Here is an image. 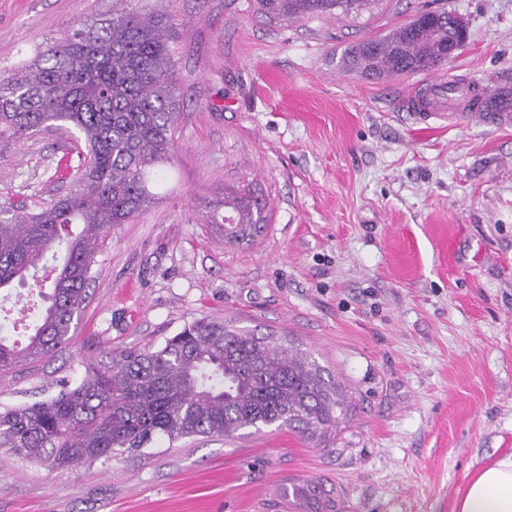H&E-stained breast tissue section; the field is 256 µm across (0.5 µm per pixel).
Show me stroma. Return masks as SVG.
Here are the masks:
<instances>
[{
  "label": "stroma",
  "instance_id": "stroma-1",
  "mask_svg": "<svg viewBox=\"0 0 512 512\" xmlns=\"http://www.w3.org/2000/svg\"><path fill=\"white\" fill-rule=\"evenodd\" d=\"M175 14L176 156L157 199L91 268L68 348L0 370V410L55 395L107 351L208 316L275 331L338 381L322 443L288 429L155 440L50 472L0 448V512H453L512 453V128L415 118L420 74L344 71L353 42L424 8L468 39L441 78L512 82V0H374L360 15L271 22L254 0H157ZM112 0H0V74ZM67 136L0 142V197L73 185ZM267 204L253 239L205 215L228 189Z\"/></svg>",
  "mask_w": 512,
  "mask_h": 512
}]
</instances>
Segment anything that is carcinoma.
Instances as JSON below:
<instances>
[{"label":"carcinoma","instance_id":"cac0c4a2","mask_svg":"<svg viewBox=\"0 0 512 512\" xmlns=\"http://www.w3.org/2000/svg\"><path fill=\"white\" fill-rule=\"evenodd\" d=\"M142 0H112L108 17L64 31L32 65L0 75V140L46 129H74L80 172L64 196L27 212L24 201H0V289L32 280L48 302L25 343L0 327V369L67 348L87 299L97 254L110 230L155 200L159 166L173 161L181 84L170 46L174 17ZM372 0H256L269 21L359 13ZM452 12L413 17L347 48L343 67L371 80L431 71L448 61L456 31ZM232 220L224 238L251 237L267 223L265 205L248 193L224 195ZM346 411L340 384L275 332L257 333L202 317L158 346L129 347L90 362L82 379L59 393L0 412V448L39 466L68 471L155 439L230 437L264 426L288 427L321 441Z\"/></svg>","mask_w":512,"mask_h":512}]
</instances>
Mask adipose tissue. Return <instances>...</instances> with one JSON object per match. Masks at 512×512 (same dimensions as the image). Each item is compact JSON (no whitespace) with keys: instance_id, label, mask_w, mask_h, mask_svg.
Here are the masks:
<instances>
[{"instance_id":"obj_1","label":"adipose tissue","mask_w":512,"mask_h":512,"mask_svg":"<svg viewBox=\"0 0 512 512\" xmlns=\"http://www.w3.org/2000/svg\"><path fill=\"white\" fill-rule=\"evenodd\" d=\"M455 512H512V454L470 479L455 503Z\"/></svg>"}]
</instances>
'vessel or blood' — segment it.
I'll use <instances>...</instances> for the list:
<instances>
[{
	"label": "vessel or blood",
	"instance_id": "obj_1",
	"mask_svg": "<svg viewBox=\"0 0 512 512\" xmlns=\"http://www.w3.org/2000/svg\"><path fill=\"white\" fill-rule=\"evenodd\" d=\"M405 106L455 124L476 112L496 128L512 127V86L502 83L483 93L476 84L467 80L427 78L416 85Z\"/></svg>",
	"mask_w": 512,
	"mask_h": 512
}]
</instances>
